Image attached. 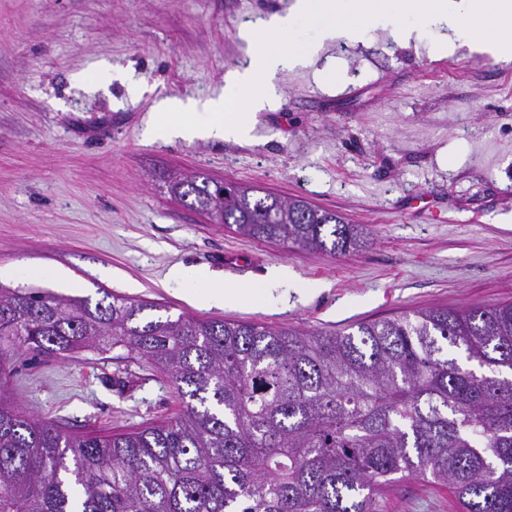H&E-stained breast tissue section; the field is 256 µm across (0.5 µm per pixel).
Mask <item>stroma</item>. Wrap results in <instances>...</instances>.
I'll return each mask as SVG.
<instances>
[{
	"label": "stroma",
	"mask_w": 512,
	"mask_h": 512,
	"mask_svg": "<svg viewBox=\"0 0 512 512\" xmlns=\"http://www.w3.org/2000/svg\"><path fill=\"white\" fill-rule=\"evenodd\" d=\"M292 0H0V284L7 269L54 270L31 287L96 302L110 293L171 316L336 331L431 307L512 302V59L480 50L481 19L448 57L439 29L399 44L319 46L278 72L246 140L144 135L163 98L207 99L250 63L240 29ZM204 173L299 197L364 227L355 253L240 235L171 198L170 177ZM227 284L286 268L294 288L261 308L193 302L167 273ZM8 390L67 431H132L181 399L145 360L16 350ZM388 512H457L446 490L394 482Z\"/></svg>",
	"instance_id": "obj_1"
}]
</instances>
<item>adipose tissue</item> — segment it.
Returning a JSON list of instances; mask_svg holds the SVG:
<instances>
[{
    "label": "adipose tissue",
    "instance_id": "obj_1",
    "mask_svg": "<svg viewBox=\"0 0 512 512\" xmlns=\"http://www.w3.org/2000/svg\"><path fill=\"white\" fill-rule=\"evenodd\" d=\"M468 15L482 19L484 39L491 47L505 55L512 53V0H295L288 14L242 28L241 37L250 45L252 59L247 68L232 76L222 96L207 101L161 100L156 105L159 121L150 125L147 133L184 140L249 137L253 113L270 94V77L303 65L310 55L288 39L300 22L316 26L324 41L343 37L358 42L370 24L391 30L401 41L410 40L417 26L441 27L450 31L453 39H461L467 34L463 19ZM169 278L188 285L193 301L210 308L237 302L266 307L272 303V289L287 284L288 271L275 268L264 283L232 287L187 267H173Z\"/></svg>",
    "mask_w": 512,
    "mask_h": 512
}]
</instances>
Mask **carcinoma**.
<instances>
[{"mask_svg":"<svg viewBox=\"0 0 512 512\" xmlns=\"http://www.w3.org/2000/svg\"><path fill=\"white\" fill-rule=\"evenodd\" d=\"M167 192L265 241L367 243L334 211L202 173ZM157 308L0 288V512H386L397 475L430 478L459 512H512V303L315 332L145 318ZM17 347L122 350L166 373L183 408L138 431L66 432L7 395Z\"/></svg>","mask_w":512,"mask_h":512,"instance_id":"cac0c4a2","label":"carcinoma"}]
</instances>
